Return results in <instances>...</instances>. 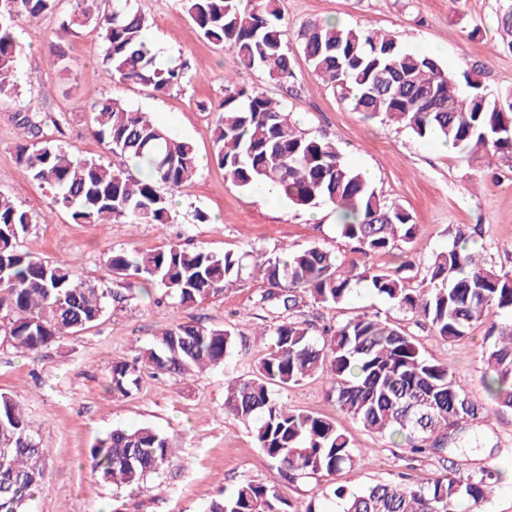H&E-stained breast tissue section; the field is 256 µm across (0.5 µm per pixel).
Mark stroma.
Returning <instances> with one entry per match:
<instances>
[{"instance_id": "1", "label": "stroma", "mask_w": 512, "mask_h": 512, "mask_svg": "<svg viewBox=\"0 0 512 512\" xmlns=\"http://www.w3.org/2000/svg\"><path fill=\"white\" fill-rule=\"evenodd\" d=\"M506 0H279L289 34L315 20L351 28H375L397 37L407 50L436 59L456 74L477 73L491 95L512 92V51L502 50L498 18ZM151 22L149 39L161 61L176 59L185 67L184 82L167 92L91 78L99 63L101 40L96 30L64 33L58 12L32 21L16 20L21 45L17 60L19 96L0 101V193L11 196L32 217L22 240L24 250L53 261L69 262L77 276L126 293L119 312L105 314L91 328L32 354L0 347V392L23 408L32 432L48 448L46 476L30 512H202L212 499L241 479L277 486L292 504L321 497L323 512H340L321 478L290 482L280 476L256 447L249 429L224 413L226 370L246 372L263 354L253 339L263 316L256 302L267 282L243 275L227 285L223 297L183 308L163 290L141 294L126 282L108 278L106 260L118 250L154 251L181 239L216 254L246 250L272 253L287 244L303 249L317 243L342 260L353 253L336 233L333 206L300 209L283 199L267 203L254 191L231 185L212 162L214 120L226 90L260 88L285 105L302 129L336 142L345 160L370 172L373 188L386 202L406 209L417 226L406 255L398 251L371 256V264L397 267L410 258L417 271L409 284L421 285L430 257L451 244L457 227L466 229L471 245L496 268L512 272V162L481 150L465 154L433 137L419 138L381 119H369L340 101L313 73L300 50H293L295 88L270 80L257 70L236 66L234 53L202 41L184 0H133ZM66 54V71L50 60L55 49ZM113 97L150 112L153 120L195 147L198 170L192 184L177 193L173 220L165 230L151 224H77L69 212L54 208L47 187L27 178L16 162L22 136L20 116L37 115L40 134L76 153L106 163L116 158L92 133V106ZM206 222H199L197 213ZM381 312L413 336L427 357L447 364L459 386L486 407L473 427L483 445L440 459L394 447L388 438L365 431L340 414L320 380L290 389L283 403L294 409L335 418L350 434L359 454L337 484L360 489L409 474L420 483L448 473L467 476L492 470L496 479L485 512H512V410L490 401L483 383L486 347L483 326L451 345L418 324L370 288H355L344 303L322 310L325 322L340 324L365 312ZM199 322L234 327L241 339L228 369H210L180 381L144 375L141 389L115 397L107 389L112 361L135 358L171 322ZM152 425L168 434L177 450L172 467L153 477L142 490L113 491L93 473L89 452L115 426Z\"/></svg>"}]
</instances>
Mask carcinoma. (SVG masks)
I'll return each mask as SVG.
<instances>
[{"label": "carcinoma", "mask_w": 512, "mask_h": 512, "mask_svg": "<svg viewBox=\"0 0 512 512\" xmlns=\"http://www.w3.org/2000/svg\"><path fill=\"white\" fill-rule=\"evenodd\" d=\"M58 0H0V99L16 94L18 44L13 22L41 19ZM76 0L61 28L99 29L101 55L95 76L143 85L163 93L182 83L181 65L156 61L148 20L132 0ZM278 0H186L200 35L233 49L235 63L272 80L294 78L288 33L280 24ZM312 71L339 98L368 118L381 116L416 137L434 136L466 153L491 148L512 160V96L484 92L477 75L464 74L469 92L456 89L454 76L427 55L410 52L390 33L346 28L329 21L302 26L295 38ZM93 134L122 158L118 167L79 156L53 139L21 142L16 159L23 174L51 189L55 206L78 224H168L172 199L162 191L183 190L197 171L193 144L173 136L147 112L105 98L94 105ZM212 161L236 187L259 184L277 189L290 204L312 208L329 203L345 209L336 230L357 251L376 254L414 241L412 216L377 195L370 181L344 159L335 142L299 129L285 108L257 88L227 90L213 129ZM32 224L29 212L0 194V347L36 352L91 327L124 298L76 278L64 260L49 261L21 249ZM457 228L447 248L426 267L424 286L409 288L396 269L340 261L319 245L256 257L253 270L268 288L257 304L269 324L268 339L252 370L225 381L224 413L253 424L256 446L290 479L333 478L352 467L356 445L336 421L291 409L275 392L312 378L329 385L337 409L365 430L418 452L448 451L484 417L445 364L426 357L405 331L363 312L336 327L311 334L304 298L321 307L347 300L366 282L405 313L420 318L434 335L456 343L485 325L483 383L491 398L512 408V275L481 262ZM245 256L217 255L172 242L150 252L114 251L106 261L115 279H136L159 287L181 307L224 295L241 278ZM237 335L228 327L177 321L156 336L154 346L131 361L110 365L112 395L140 389L142 368L172 379L230 362ZM47 449L31 433L24 410L0 393V512H25L45 474ZM94 472L117 489H142L173 464L168 435L148 425L115 428L90 449ZM494 472L461 479L455 475L420 484L406 479L359 491L333 490L342 512H483ZM205 512H298L274 485L244 478Z\"/></svg>", "instance_id": "obj_1"}]
</instances>
